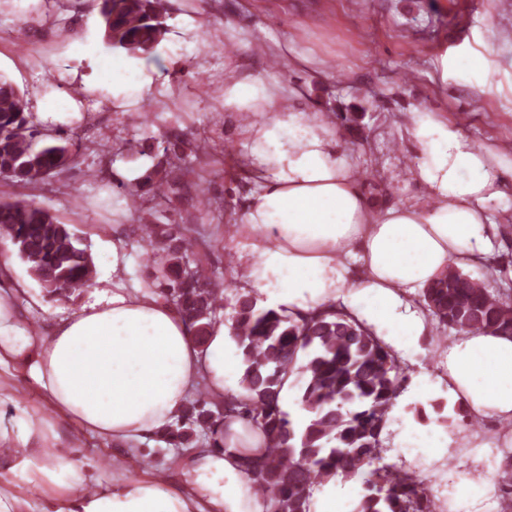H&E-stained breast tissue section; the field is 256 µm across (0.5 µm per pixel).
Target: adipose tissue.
Returning a JSON list of instances; mask_svg holds the SVG:
<instances>
[{"label":"adipose tissue","instance_id":"adipose-tissue-1","mask_svg":"<svg viewBox=\"0 0 512 512\" xmlns=\"http://www.w3.org/2000/svg\"><path fill=\"white\" fill-rule=\"evenodd\" d=\"M151 83L144 61L113 55L112 88L123 106ZM224 109L251 115L239 131L248 147L242 172L253 187L225 228L242 289L287 314L340 308L396 352L419 350L428 326L411 297L493 248L498 227L485 203L502 195L489 173L495 151L433 113L413 112L419 150L409 172L425 197L382 210L364 194L350 149L322 113L283 107L267 84L235 75L224 82ZM10 267L0 262V396L21 373L47 406L28 410L19 431L0 425V512H29L33 493L41 512H271V501L254 494L241 452L259 447L260 430L234 422L224 450L203 447L178 459L175 483L142 467L134 447L177 418L196 388L215 400L233 392L241 357L223 324L198 342L191 321L139 286L95 291L48 326L28 328L14 304L25 285ZM446 369L448 395L463 400L472 427L451 440L437 427L419 430L410 417L394 445L415 441L431 464L455 459L452 512H494L498 486L481 474L485 453L511 448L512 437L481 426L512 422V335L449 337ZM50 409L86 437L129 446L126 461L141 465L139 477L127 478L120 466L87 490L67 442L43 463L37 449L54 430Z\"/></svg>","mask_w":512,"mask_h":512}]
</instances>
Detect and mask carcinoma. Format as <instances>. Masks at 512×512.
Masks as SVG:
<instances>
[{"label":"carcinoma","mask_w":512,"mask_h":512,"mask_svg":"<svg viewBox=\"0 0 512 512\" xmlns=\"http://www.w3.org/2000/svg\"><path fill=\"white\" fill-rule=\"evenodd\" d=\"M108 45L130 54H149L167 33L168 5L161 0H97ZM30 100L0 77V168L24 183L43 181L76 162L77 155L59 134L32 126L26 116ZM359 116L336 112L329 121L351 131ZM213 149L209 140L195 143V161ZM164 148L157 169L135 184L116 185L134 212L145 221L146 261L173 305L204 336L223 307L213 275L190 266L195 239L179 224H155L161 203L194 172L193 162ZM7 236L34 278L50 293L84 287L92 260L77 244L68 225L50 210L20 197L0 201V237ZM423 300L438 323L458 333H512V295L490 293L482 283L459 270L423 290ZM232 337L242 359L246 396L224 400V412L205 409L200 398L187 405L181 425L168 428L175 446L189 444L195 427L208 431V443L224 446V420L237 415L260 427L266 437L263 456H244L255 493L273 500L274 512H310L309 489L333 476L352 479L368 472L364 492L353 512H435L428 484L415 471L379 464L382 434L405 382L397 356L363 325L339 309L288 315L257 308L249 297L239 299ZM303 354L300 392L304 419L298 425L278 404L282 376Z\"/></svg>","instance_id":"1"}]
</instances>
